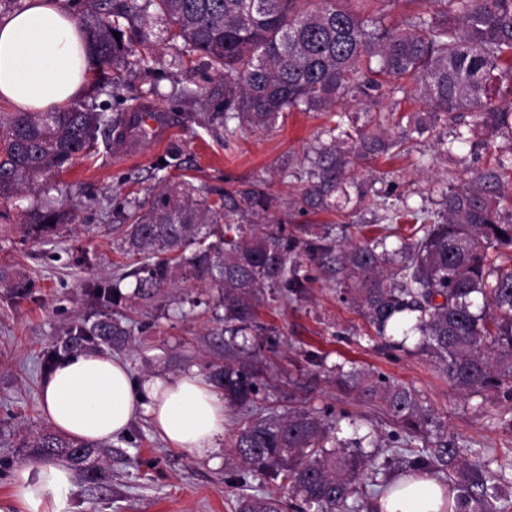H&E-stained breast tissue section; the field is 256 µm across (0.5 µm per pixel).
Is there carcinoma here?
Wrapping results in <instances>:
<instances>
[{
	"mask_svg": "<svg viewBox=\"0 0 512 512\" xmlns=\"http://www.w3.org/2000/svg\"><path fill=\"white\" fill-rule=\"evenodd\" d=\"M74 0L96 61L91 91L117 86L123 73L141 64L136 45L147 40L151 14L170 24L167 41L224 79V103L213 124L236 119L237 130H268L286 111L323 112L346 98L373 101L384 91L394 107L417 98L438 121L467 111L479 123L512 134V99L493 95V82L512 85V0H434L438 9L387 26L347 9L342 0ZM120 33L115 38L114 33ZM108 113L72 103L62 112H22L0 118V239L17 233L22 242L50 243L73 220L70 211L34 205L20 224L10 203L69 170L97 148L98 137L116 146L143 137L135 113ZM315 180L304 192L314 210L350 200L342 181L345 160L336 140L351 137L342 121L329 129ZM415 125L390 142L356 132L366 155L401 147ZM498 160L476 185L448 190L437 220L416 224L402 237L398 219L385 234L341 250L340 262L356 278L355 294L367 321L386 348L403 350L410 340L460 391L512 394V269L494 265L489 249L512 246V210L502 211ZM205 185L189 182L152 192L112 226L117 250L132 263L111 281L93 285V295L117 308L126 302L121 283L135 280V295L155 298L176 272L220 293L224 305V362L208 365L207 379L241 412L230 448L238 470L230 484L244 486L256 471L288 484L315 512H377L374 502L399 475L408 482L434 476L444 482L441 512H505L512 489V457L474 449L467 440L439 430L418 393L373 380L363 369L335 367L336 382L364 397H379L394 430L381 439L367 432L342 440L340 417H322L305 406H263V367L246 351L264 335L256 307L266 293L283 301L312 281L301 268L322 267L340 243L331 232L306 239L276 225L229 222L235 211L264 209L267 198L245 189L209 204ZM490 307H479L477 298ZM69 335L114 351L130 330L105 314L79 324ZM436 428V440L427 439ZM422 446L409 450L415 442ZM25 446L41 457L87 463L100 447L48 430L32 432ZM235 512H284L270 493L240 494Z\"/></svg>",
	"mask_w": 512,
	"mask_h": 512,
	"instance_id": "cac0c4a2",
	"label": "carcinoma"
}]
</instances>
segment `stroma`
I'll return each mask as SVG.
<instances>
[{
	"mask_svg": "<svg viewBox=\"0 0 512 512\" xmlns=\"http://www.w3.org/2000/svg\"><path fill=\"white\" fill-rule=\"evenodd\" d=\"M167 21L152 19L148 29V70H136L119 88H105L99 97L109 111L121 112L139 98L167 119L171 131L160 142L149 139L119 149L100 147L97 157L80 159L67 172L27 195L13 209L21 220L36 197H50L75 207L76 220L50 244L0 240V265L14 279L29 282L26 294L0 288V512H21L14 498L12 476L31 463L23 442L29 431L48 428L42 417L40 385L47 375L42 353L60 349L62 356L89 350L68 334L76 322L97 318L104 309L89 294L90 285L109 279L120 259L112 244V225L157 186L189 181L206 184L211 200L224 193L254 188L269 199L267 209L236 214L235 222L284 224L290 231L312 226L323 232L334 224L349 227L352 243L378 236L392 210L417 212L433 222L443 192L477 180L495 161H512V136L477 125L467 112H453L422 136L410 140L392 157H359L352 140L338 142L347 164L346 181L356 183L341 211H314L303 201L311 158L334 118L327 112H288L270 130L223 137L207 122L224 83L214 70L172 64L166 44ZM183 88L197 90V99L181 98ZM350 127L390 139L408 125L428 122L420 103L391 109L381 98L366 112L355 101L344 105ZM467 132L470 140L449 153L438 148L436 133ZM300 298L289 302L267 297L257 308L259 321L274 328L278 351L269 355L259 397L277 406L290 396L308 393L313 407L348 412L368 420L380 432L392 426L379 399L360 400L356 392L337 388L324 366L355 364L392 382L415 388L436 421L475 447L504 454L512 448V401L472 396L450 386L430 358L421 354L376 348L373 327L347 293L353 280L340 267L317 269ZM128 300L115 310L132 329L133 344L123 356L137 381L170 379L224 357V309L218 292L195 280L176 279L154 301L134 297L132 280L121 284ZM324 358L313 365L309 354ZM100 468L74 472L72 512H235L237 488L226 482L231 452L217 446L212 457L169 447L147 417L132 420L128 432L98 450Z\"/></svg>",
	"mask_w": 512,
	"mask_h": 512,
	"instance_id": "1",
	"label": "stroma"
}]
</instances>
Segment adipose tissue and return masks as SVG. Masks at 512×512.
Returning a JSON list of instances; mask_svg holds the SVG:
<instances>
[{"instance_id": "1", "label": "adipose tissue", "mask_w": 512, "mask_h": 512, "mask_svg": "<svg viewBox=\"0 0 512 512\" xmlns=\"http://www.w3.org/2000/svg\"><path fill=\"white\" fill-rule=\"evenodd\" d=\"M94 59L69 0H24L0 18V105L14 112L65 108L89 87ZM41 411L60 431L87 442L125 433L149 417L170 446L204 457L224 436V403L188 371L174 379L136 382L124 359L81 352L61 361L41 386ZM72 471L45 461L14 473L22 512H70ZM383 512H439L436 480L397 482L378 500Z\"/></svg>"}]
</instances>
